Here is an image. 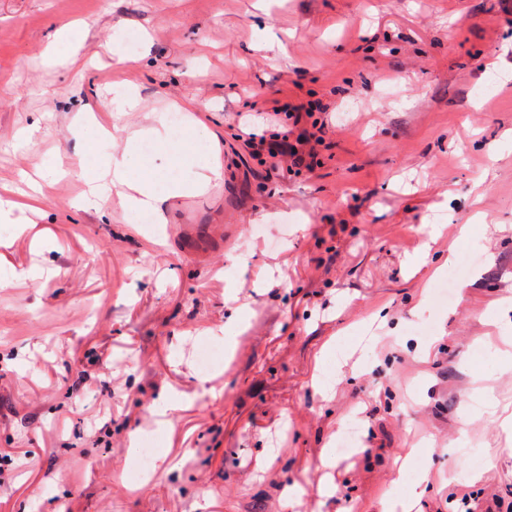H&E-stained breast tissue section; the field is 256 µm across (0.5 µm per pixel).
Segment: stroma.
Masks as SVG:
<instances>
[{"mask_svg": "<svg viewBox=\"0 0 512 512\" xmlns=\"http://www.w3.org/2000/svg\"><path fill=\"white\" fill-rule=\"evenodd\" d=\"M509 69L512 0H0V198L69 172L0 223V275L42 271L0 288V512H512ZM285 99L328 107L313 172L245 138ZM188 100L215 140L169 129L136 169L216 153L221 181L161 224L78 208L80 171Z\"/></svg>", "mask_w": 512, "mask_h": 512, "instance_id": "1", "label": "stroma"}]
</instances>
